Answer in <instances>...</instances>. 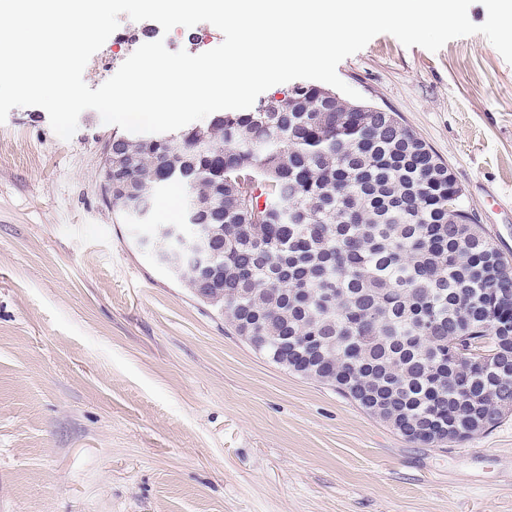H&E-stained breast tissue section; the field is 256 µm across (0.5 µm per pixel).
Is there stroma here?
I'll use <instances>...</instances> for the list:
<instances>
[{
    "mask_svg": "<svg viewBox=\"0 0 512 512\" xmlns=\"http://www.w3.org/2000/svg\"><path fill=\"white\" fill-rule=\"evenodd\" d=\"M148 31L199 54L222 32ZM448 165L512 258V64L474 34L439 51L380 34L337 67ZM116 127L69 140L38 106L0 124V512H512V415L420 447L331 387L272 363L140 246L183 223V190L149 222L105 201Z\"/></svg>",
    "mask_w": 512,
    "mask_h": 512,
    "instance_id": "1",
    "label": "stroma"
}]
</instances>
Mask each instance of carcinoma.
<instances>
[{
    "mask_svg": "<svg viewBox=\"0 0 512 512\" xmlns=\"http://www.w3.org/2000/svg\"><path fill=\"white\" fill-rule=\"evenodd\" d=\"M184 187L214 236L202 284L253 350L404 437L461 442L512 412V259L448 166L392 112L298 84L251 112L112 134V210Z\"/></svg>",
    "mask_w": 512,
    "mask_h": 512,
    "instance_id": "carcinoma-1",
    "label": "carcinoma"
}]
</instances>
